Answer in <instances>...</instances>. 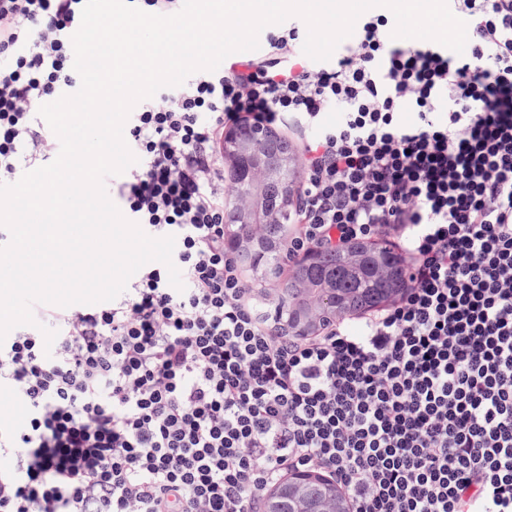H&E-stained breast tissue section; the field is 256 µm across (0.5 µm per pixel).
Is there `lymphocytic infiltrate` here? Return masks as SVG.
<instances>
[{
    "label": "lymphocytic infiltrate",
    "mask_w": 512,
    "mask_h": 512,
    "mask_svg": "<svg viewBox=\"0 0 512 512\" xmlns=\"http://www.w3.org/2000/svg\"><path fill=\"white\" fill-rule=\"evenodd\" d=\"M450 2L463 54L371 17L316 69L292 27L130 112L138 161L112 191L174 236L185 289L147 266L119 299L34 304L53 346L26 326L0 343L24 415L0 427V512H259L304 469L351 512H512V0ZM84 5L0 0V183L54 152L38 109L81 85ZM244 124L318 130L288 257L396 231L398 302L304 337L255 303L214 147Z\"/></svg>",
    "instance_id": "1"
}]
</instances>
